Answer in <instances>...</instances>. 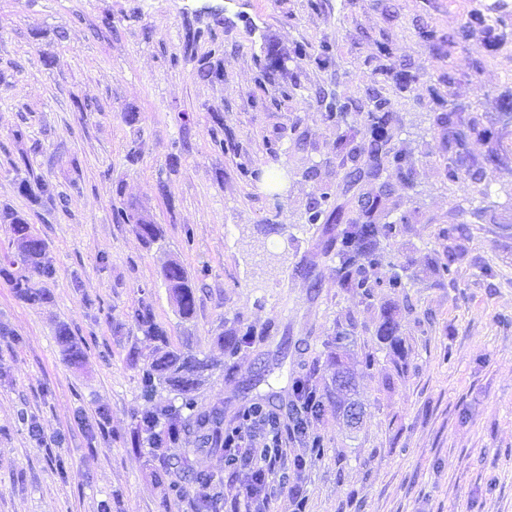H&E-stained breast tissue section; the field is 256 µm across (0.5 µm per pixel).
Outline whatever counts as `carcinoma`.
<instances>
[{
    "label": "carcinoma",
    "mask_w": 512,
    "mask_h": 512,
    "mask_svg": "<svg viewBox=\"0 0 512 512\" xmlns=\"http://www.w3.org/2000/svg\"><path fill=\"white\" fill-rule=\"evenodd\" d=\"M366 115L371 132V140L368 143L360 147L354 144V140L347 138H342L337 143L340 149L348 150V155L353 159L362 154L366 155L364 163L345 173L346 181L356 184L365 177L376 178L389 168L402 180L411 181L413 168L407 154L401 149L390 147V140L385 136V129L393 121V114L388 110V101L382 98L372 101ZM437 122L448 128V147L457 149L464 147L466 131H475L479 127L478 117H471L465 124L462 122L461 113L453 108L438 114ZM18 189L20 193L36 198H52L57 195L55 187L44 180L34 184L23 180L19 183ZM388 195L389 184L385 183L380 193L374 196H360L358 216L346 221L343 220L342 207L336 206L329 212L324 208L331 198L329 192L324 193L322 201L312 203L308 210L310 224L343 225L338 234L341 247L337 252L339 266L336 272L341 285L355 291L363 299L370 298L375 288L404 287L402 276L397 273L386 279L381 276V270L393 266L381 247V241L395 236L400 232V226L405 224L403 217L397 222H376V215L383 210V202ZM114 220L118 224L132 225L136 233L149 244L159 238L157 225L153 224L148 215L136 205L116 209ZM0 223L9 225L12 245L16 248V253L4 256V262L0 264V277L8 281L21 298L31 303L43 302L47 299V292L43 288L31 286V275L49 279L55 274L52 261L46 258L44 240L32 231L31 224L23 216L11 210L0 212ZM30 259L36 260L35 265L30 267L31 273L14 270L15 265L25 264ZM162 274L167 280V288L179 315L185 320L191 319L195 314L196 300L187 270L181 262L172 260L163 267ZM133 318L146 335L153 336L161 342V347L156 349L144 375L145 395H152L156 387L161 385L175 392L181 399L180 406H170L161 410L160 415L168 419L166 429L157 430L159 418L154 416L142 421L139 433L145 435L149 443L160 441L167 445L177 442L181 433L192 426H208L210 433L204 436V439L213 438L221 441L224 437V413L217 410L208 413L196 410L195 390L204 373L211 370L213 364L205 357L171 348L165 339L164 330L154 321L149 303L141 302L134 310ZM55 336L68 359L78 360L85 356L87 347L72 337L67 325H58ZM379 336L391 345L399 343L397 323L388 311L383 314ZM180 469L190 476V480L195 482L198 489L194 499L195 512H219L218 503L224 496V488L215 482L214 476L194 472L186 458L180 461Z\"/></svg>",
    "instance_id": "carcinoma-1"
}]
</instances>
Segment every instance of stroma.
<instances>
[{
	"mask_svg": "<svg viewBox=\"0 0 512 512\" xmlns=\"http://www.w3.org/2000/svg\"><path fill=\"white\" fill-rule=\"evenodd\" d=\"M190 28L201 37L189 51ZM214 42L217 78L200 72ZM325 43L333 56L320 64ZM331 96L353 109L326 119ZM375 96L414 179L349 188L336 140L364 141L357 107ZM452 106L480 118L461 154L479 182L446 174L436 117ZM510 130L512 0H0V208L26 215L56 268L32 279L51 295L41 305L0 279V512H99L105 499L112 512H194L191 495L168 490L178 474L165 463L185 456L223 478L234 504L220 446L190 430L163 460L137 433L174 401L142 395L156 349L133 318L143 299L173 347L211 360L203 411L230 422L262 402L288 427L296 381L316 388L312 434L287 448L304 461L288 477L306 512H512V145L497 143ZM245 164L277 182L244 177ZM36 178L63 199L19 193ZM385 182L378 222L409 220L382 244L405 286L366 301L339 285L335 231L307 211L329 191L355 217L354 198ZM130 202L158 224L154 243L113 222ZM452 239L460 252L441 279ZM171 258L192 278L189 320L162 278ZM387 310L394 349L377 336ZM60 323L88 346L79 363L61 351ZM246 326L254 336L228 355L218 335ZM339 354L361 364L355 426L336 408Z\"/></svg>",
	"mask_w": 512,
	"mask_h": 512,
	"instance_id": "stroma-1",
	"label": "stroma"
}]
</instances>
